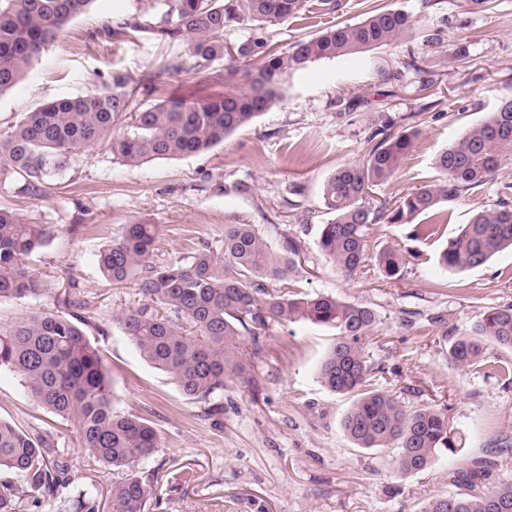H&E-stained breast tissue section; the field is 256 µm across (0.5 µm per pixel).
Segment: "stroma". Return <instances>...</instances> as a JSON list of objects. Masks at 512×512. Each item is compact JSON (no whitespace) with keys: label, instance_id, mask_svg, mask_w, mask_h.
Instances as JSON below:
<instances>
[{"label":"stroma","instance_id":"35a3bbf8","mask_svg":"<svg viewBox=\"0 0 512 512\" xmlns=\"http://www.w3.org/2000/svg\"><path fill=\"white\" fill-rule=\"evenodd\" d=\"M339 2L326 17L313 13L317 0H308V10L272 28L273 42L286 49L318 35L326 21L363 19L364 0ZM377 4L410 14L413 34L288 74L282 101L223 144L139 166L100 147L49 177L37 197L24 194L14 176L0 174V208L50 232L48 244L26 260L45 295L0 302V321L41 307L86 319L87 337L109 370L113 405L148 419L157 432L155 451L136 469L156 481L157 497L146 512H421L432 498L463 492L454 470L490 457L497 464L481 489L512 480V456L494 455L503 438L512 439V383L448 361L451 340L470 332L489 308L512 305V250L462 273L437 263L447 241L512 183V157L493 180L450 205L451 218L436 223L434 237L413 235L409 224L368 225L369 259L353 277L337 271L317 246L329 219L322 184L336 168L363 158L372 133L386 126L419 132L392 181L372 192L369 203L376 206L437 179L436 156L499 99L512 96V0H495L476 13L462 0ZM163 10V0H95L0 94V137L43 101L85 94L115 70L138 86L140 108L163 99L204 102L230 90L221 60L200 75L162 73L171 58L186 54L187 43L160 45L144 34L131 39L105 31L122 18L156 17ZM462 44L468 57L454 60ZM151 73L156 79L150 83ZM137 221L158 227L154 266L190 261L204 247L223 253L228 224L254 225L275 251L295 240L299 258L290 288L372 309L371 383L407 410H445L455 452H442L427 471L402 477L397 449L357 447L341 425L350 397L329 391L318 376L335 332L306 321L272 324L256 342L244 337L247 369L225 380L212 401L183 394L139 356L115 321L141 306L136 280L113 286L96 263L125 224ZM396 243L408 254L400 275L389 278L373 257ZM212 403L219 414H208ZM0 420L45 437L51 461L65 462L76 483L99 497L128 475L89 455L75 424H61L6 373L0 375ZM180 466L185 476L176 475Z\"/></svg>","mask_w":512,"mask_h":512}]
</instances>
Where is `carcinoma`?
<instances>
[{
	"label": "carcinoma",
	"mask_w": 512,
	"mask_h": 512,
	"mask_svg": "<svg viewBox=\"0 0 512 512\" xmlns=\"http://www.w3.org/2000/svg\"><path fill=\"white\" fill-rule=\"evenodd\" d=\"M95 0H0V93L22 79L62 27L86 14ZM160 17L130 16L116 22L114 35L148 33L164 42H189L188 53L163 69L184 75L206 72L227 60L238 77L224 96L202 103L162 100L132 108L135 89L121 72L101 89L78 97L52 99L27 115L0 138V173L17 176L31 196L43 192L47 178L70 167L96 146L128 165L196 154L219 145L231 132L268 111L281 97L284 75L321 59L351 57L390 45L414 28L402 11L372 8L358 23H336L319 35L277 49L269 28L303 9V0H164ZM249 27L237 42L224 30ZM418 131L374 133L363 159L336 169L322 185V199L333 215L322 225L319 248L346 277L367 260L364 229L381 221L409 224L421 214L452 203L494 179L512 156V97H505L471 125L435 160L439 177L398 201L373 209L368 191L387 185L413 147ZM493 207L477 212L439 253L438 265L464 272L512 248V184ZM155 224L125 225L121 237L103 249L96 262L114 284L144 271L139 288L146 304L122 312L117 321L139 355L166 372L180 390L205 399L224 389V380L245 372L242 336L258 343L272 323L305 320L336 330V341L319 366L330 391L353 401L342 419L346 435L360 448L398 449L401 474L429 469L442 450L457 441L447 414L431 406L408 412L396 396L369 383L364 346L376 322L373 310L318 293L299 296L285 287L269 292L259 278L283 281L296 266L299 251L292 240L275 252L252 224L224 225V255L197 251L188 263L153 267L148 259L156 242ZM48 241L43 224H26L0 209V300L36 297L41 281L25 259ZM379 268L397 275L404 249L390 245L378 252ZM85 319L38 309L13 322L0 323V374L16 376L26 392L63 422H75L83 448L107 467L132 468L157 447L155 429L144 418L114 408L111 381L102 356L82 328ZM492 342L512 351V306L490 308L472 331L456 337L448 361L462 370H492L512 380V361L488 362L483 346ZM484 467L455 473L472 486ZM72 488L64 505L74 512H145L157 496L153 481L136 474L112 485L105 502L87 487L74 486L61 466L48 465L42 441L9 422L0 421V512H21L24 489L56 498ZM422 512H512V483L483 494L458 493L434 498Z\"/></svg>",
	"instance_id": "obj_1"
}]
</instances>
